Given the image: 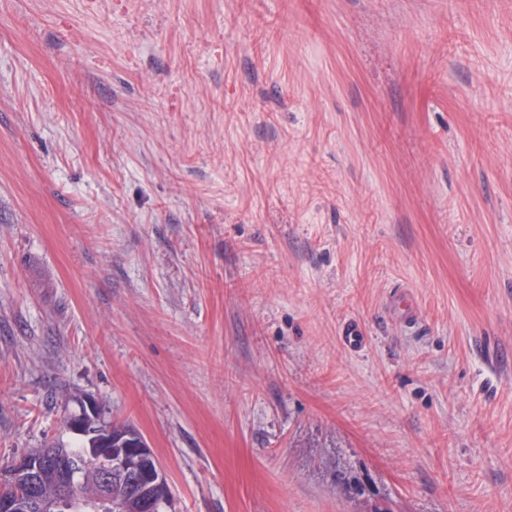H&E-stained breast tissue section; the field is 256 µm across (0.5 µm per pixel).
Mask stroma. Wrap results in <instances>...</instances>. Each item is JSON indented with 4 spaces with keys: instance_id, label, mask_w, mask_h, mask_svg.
Masks as SVG:
<instances>
[{
    "instance_id": "stroma-1",
    "label": "stroma",
    "mask_w": 512,
    "mask_h": 512,
    "mask_svg": "<svg viewBox=\"0 0 512 512\" xmlns=\"http://www.w3.org/2000/svg\"><path fill=\"white\" fill-rule=\"evenodd\" d=\"M83 393L168 512H512V0H0V464ZM392 318L404 326H411L417 320V309L412 298L407 294H399L391 302Z\"/></svg>"
}]
</instances>
